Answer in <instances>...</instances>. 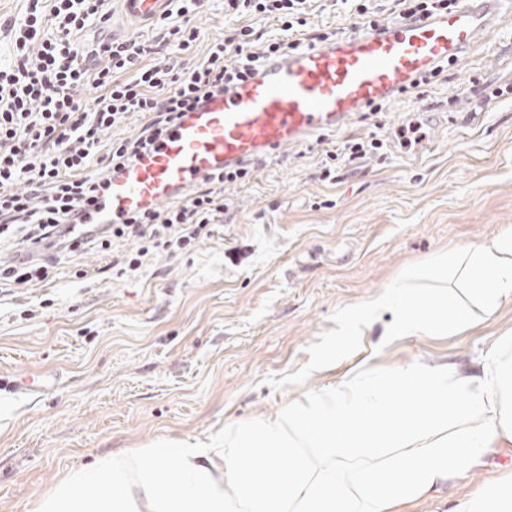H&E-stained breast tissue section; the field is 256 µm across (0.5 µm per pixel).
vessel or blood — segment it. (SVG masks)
I'll use <instances>...</instances> for the list:
<instances>
[{"label": "vessel or blood", "instance_id": "vessel-or-blood-1", "mask_svg": "<svg viewBox=\"0 0 512 512\" xmlns=\"http://www.w3.org/2000/svg\"><path fill=\"white\" fill-rule=\"evenodd\" d=\"M121 3L126 16L148 25L168 12L171 0ZM511 15L512 0H457L455 8L429 18L395 21L288 52L188 113L113 177L87 222L121 223L179 197L209 172L343 129L362 112L413 92L415 82L438 64H456Z\"/></svg>", "mask_w": 512, "mask_h": 512}]
</instances>
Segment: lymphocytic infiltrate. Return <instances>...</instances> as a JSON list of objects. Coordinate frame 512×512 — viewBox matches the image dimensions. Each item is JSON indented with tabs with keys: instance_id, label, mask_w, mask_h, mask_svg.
<instances>
[{
	"instance_id": "f902f5d3",
	"label": "lymphocytic infiltrate",
	"mask_w": 512,
	"mask_h": 512,
	"mask_svg": "<svg viewBox=\"0 0 512 512\" xmlns=\"http://www.w3.org/2000/svg\"><path fill=\"white\" fill-rule=\"evenodd\" d=\"M14 34L12 60L0 65V243L34 252L29 261L0 263V288L38 284L63 255L93 244L112 253L116 277L140 270L146 259L192 251L223 223L229 207L224 186L253 178L256 168L205 175L176 205L132 214L76 234L87 210L108 193L111 178L153 148L187 113L243 79L268 60L304 44L328 39L309 24V0H224L228 12L249 24L212 39L194 68L147 64L168 48L191 52L201 37L191 18L201 0H174L152 37L87 41L89 26L112 18L110 0H25ZM276 21L279 33L265 36L260 21ZM94 101H85V88ZM129 113L141 114L138 133L100 152L101 140ZM98 164L103 175L91 174ZM132 242L113 254L114 243Z\"/></svg>"
}]
</instances>
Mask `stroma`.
Segmentation results:
<instances>
[{"label": "stroma", "mask_w": 512, "mask_h": 512, "mask_svg": "<svg viewBox=\"0 0 512 512\" xmlns=\"http://www.w3.org/2000/svg\"><path fill=\"white\" fill-rule=\"evenodd\" d=\"M312 27L359 24L338 0H313ZM202 33L188 54L152 63L193 68L212 38L242 25L224 0L191 18ZM512 19L421 95L384 104L347 129L263 161L229 184V211L193 252L153 256L112 278L110 258L87 248L44 282L0 290V512H35L71 469L159 438L210 440L227 426L275 416L311 391L414 360L479 371L512 304L447 336H387L384 321L315 371L346 309L413 267L512 226ZM419 122L424 139L396 132ZM378 135L383 152L337 162L321 177L328 143ZM88 278L75 277L76 269ZM25 379L42 389L20 390ZM512 477V447L490 452L464 481L401 512H451L484 482Z\"/></svg>", "instance_id": "stroma-1"}]
</instances>
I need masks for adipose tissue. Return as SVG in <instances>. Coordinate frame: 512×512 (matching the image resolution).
<instances>
[{"instance_id":"obj_1","label":"adipose tissue","mask_w":512,"mask_h":512,"mask_svg":"<svg viewBox=\"0 0 512 512\" xmlns=\"http://www.w3.org/2000/svg\"><path fill=\"white\" fill-rule=\"evenodd\" d=\"M467 283L455 303L436 284ZM512 302V226L411 269L345 312L335 354L381 313L392 336H442ZM512 444V331L477 374L413 361L310 392L273 418L231 426L223 443L161 439L135 456L72 470L37 512H396L467 478ZM293 465L284 470L280 457ZM452 512H512V480L481 485Z\"/></svg>"}]
</instances>
